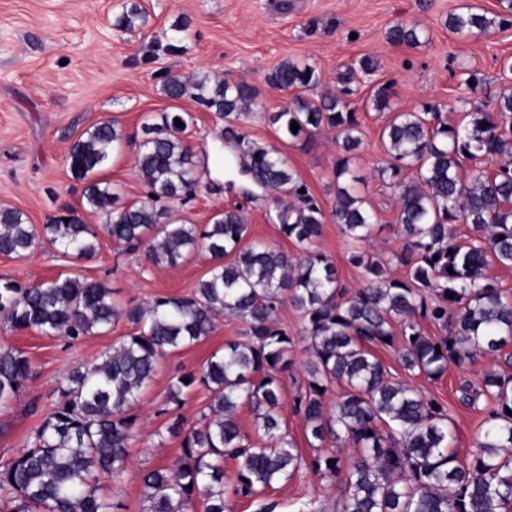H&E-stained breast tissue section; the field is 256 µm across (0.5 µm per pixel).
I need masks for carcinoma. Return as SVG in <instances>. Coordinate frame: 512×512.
I'll list each match as a JSON object with an SVG mask.
<instances>
[{
  "mask_svg": "<svg viewBox=\"0 0 512 512\" xmlns=\"http://www.w3.org/2000/svg\"><path fill=\"white\" fill-rule=\"evenodd\" d=\"M492 16L473 10L448 17L457 34H485L512 22V0H499ZM142 18L134 2L123 5L114 27L133 30ZM427 38L416 24H396L387 39L416 46ZM282 89L313 90L320 84L315 66L283 62L272 74ZM171 100L186 96L224 119V138L242 142L237 121L253 101V89L221 76L194 80L169 76L162 84ZM341 93L316 101L295 98L273 117L291 140L323 128L336 130L342 154L336 164L333 221L350 244L348 262L362 269L364 286L349 292L332 260L317 249L326 213L280 152L261 145L248 150L245 173L259 185L290 198L277 201L272 223L299 249L296 257L262 243L242 246L248 233L242 209H226L200 228L174 220L162 201L192 197L199 176L184 134L192 116L161 112L142 126L135 149L141 175L152 197L126 208L115 205L109 183L94 178L111 150L123 141L115 122L104 121L71 145L66 165L85 184L83 198L101 223L86 224L71 212L53 217L43 234L53 246L77 260L97 253L98 232L131 250L140 249L155 265L176 266L190 251L212 261L208 276L191 295L159 297L127 311L112 301L101 282L58 277L23 287L0 278V312L12 329H36L48 336L80 340L114 327L128 317L138 330L123 336L99 363L71 371L50 411L15 457L0 462V512H120L99 493L105 478L118 479L128 465L138 432L130 414L140 390L153 378L159 359L205 339L216 317L230 314L245 324L241 339L214 352L202 369L171 380L169 397L181 401L198 383L209 391L201 425L186 429L183 420L167 423L182 438L173 468L143 476L148 512H226L224 458L239 460L233 495L258 503V512H275L263 492L309 468L320 479L339 482L338 512H508L512 507V300L485 270L512 268V92L502 93L498 110L467 100L443 114L427 107L390 120L381 141L390 161L379 177L397 188L396 226L401 238L397 261L407 267L401 279L384 276L386 261L365 249L375 217L352 191L357 180L351 161L362 144L355 109ZM462 114L459 120L451 113ZM181 124H176V121ZM299 128L292 131L291 124ZM500 158L495 173L480 165ZM477 171L464 174V164ZM469 227V241L455 243L452 226ZM38 242L26 215L0 209V254L23 258ZM293 306L304 324L306 389L296 394L294 410L306 424L313 448H349L354 461L344 467L330 450L306 460L280 416L281 374L290 371L295 338L276 319L283 303ZM446 330L428 336L422 323ZM410 374L439 380L450 365L460 367L477 354L493 365L480 383L460 386V402L478 399L485 416L475 450L465 460L450 450L454 435L448 405L422 388L395 378L371 352L392 348ZM440 349H435V346ZM30 359L0 345V404L14 400L31 379ZM341 386L332 409L325 396ZM248 405L260 440L240 429L237 407Z\"/></svg>",
  "mask_w": 512,
  "mask_h": 512,
  "instance_id": "1",
  "label": "carcinoma"
}]
</instances>
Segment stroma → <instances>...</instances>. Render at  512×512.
<instances>
[{
    "label": "stroma",
    "mask_w": 512,
    "mask_h": 512,
    "mask_svg": "<svg viewBox=\"0 0 512 512\" xmlns=\"http://www.w3.org/2000/svg\"><path fill=\"white\" fill-rule=\"evenodd\" d=\"M124 2L0 0V208L21 210L35 228L70 210L85 223L99 221L84 209V186L72 178L65 164L71 144L82 133L113 120L125 137V144L110 153L96 174L112 185L118 205L123 206L147 194L135 161V145L142 140L146 116L187 112L193 121L185 142L201 181L192 198L167 200V208L186 223L202 226L216 213L242 206L248 240L296 255V245L268 220L276 205L274 192L248 185L239 174L247 144L253 141L286 156L325 211H332L336 203L340 151L334 132L325 130L294 141L271 120L296 96L295 91L276 88L270 81L278 65L291 59L318 67L321 94L340 90L342 75L354 71L349 101L360 121L363 141L352 162L357 177L354 191L375 216L370 248L387 259V277L401 278L406 269L396 260L401 247L395 227L396 191L377 172L388 159L381 142L384 126L398 113L419 112L427 105L445 107L468 97L491 111L500 92L512 89V25L470 36L448 29L450 14L473 9L493 15L499 10L498 0H137L144 25L117 31L112 20ZM181 21L185 30H176ZM401 22L419 23L428 40L416 46L390 43L388 29ZM154 39L174 44V52L148 59L147 46ZM365 57L376 61L375 75L359 74V62ZM466 69L479 72L485 81L477 92H470L462 82ZM169 75H217L250 84L254 100L239 122L247 143L225 140L223 120L192 98H166L162 82ZM378 83L391 86L388 106L381 110L372 101ZM318 248L335 263L342 284L363 285L360 269L347 260L346 240L337 224L324 225ZM210 267L201 251L189 253L177 266H156L143 253L123 251L104 234L89 261L65 257L44 240L27 257L0 256V277L23 286L61 275L98 281L111 289L113 302L123 310L159 297L189 295ZM276 316L296 337L295 363L282 376L280 415L289 435L309 457L315 450L307 442L305 421L292 409L296 392L304 386L307 342L294 307L281 305ZM135 330L124 317L112 330L72 341L34 329L16 331L0 318V344L24 351L35 369L34 378L18 396L0 405V459L22 450L71 370L100 362L105 351ZM242 331L241 321L221 316L205 339L160 359L134 405L139 432L130 447L128 467L120 479L103 481L100 489L109 501L122 504L123 512H146L144 474L173 465L182 454L180 439L165 430L167 422L178 415L185 427H196L208 402L207 390L198 384L185 390L181 403L169 402L171 379L199 371L214 351L239 340ZM376 355L394 377L448 404L454 449L459 457L469 456L482 414L460 403L458 389L463 381H478L491 366V358L478 355L464 366H450L433 382L404 371L393 349H378ZM265 496L278 501V512H298L309 498L320 501L324 512H336L339 488L304 470L267 489Z\"/></svg>",
    "instance_id": "obj_1"
}]
</instances>
